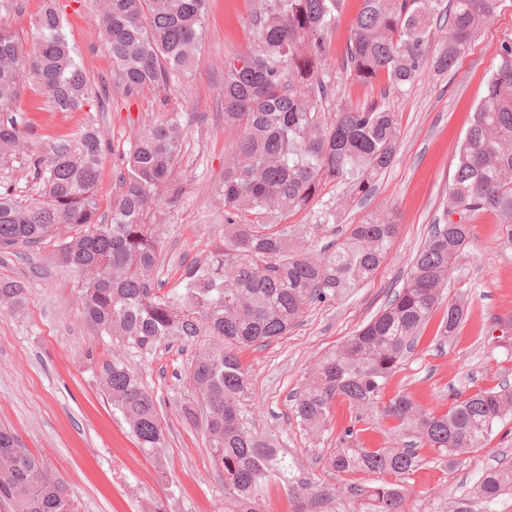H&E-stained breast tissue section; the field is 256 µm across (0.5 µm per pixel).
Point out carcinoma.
<instances>
[{
  "label": "carcinoma",
  "mask_w": 512,
  "mask_h": 512,
  "mask_svg": "<svg viewBox=\"0 0 512 512\" xmlns=\"http://www.w3.org/2000/svg\"><path fill=\"white\" fill-rule=\"evenodd\" d=\"M209 0H106L99 24L112 55L115 81L126 93L166 88L197 63ZM256 45L224 60V125L239 136L224 163V232L220 243L185 272L181 289L157 282L162 224L154 209L182 152L181 114L149 125L128 153L122 190L103 200L98 164L106 147L100 126L33 154L26 167L38 196L0 190V254L17 255L63 236L61 258L74 274L85 322L112 340V361L100 387L138 439L141 452L164 474L165 436L156 400L128 354L145 357L165 344L207 342L190 366L185 420L203 426L213 467L222 480L220 512H262L261 493L281 482L297 512H331V490L295 475L278 438L255 423V398L241 353L284 336L304 309L335 302L369 281L386 259L396 225L368 217L337 229L341 240L323 252L314 242L336 213L314 224L276 228L242 221L307 208L332 181L365 199L392 163L400 140L394 113L376 101L323 111L332 93L325 65L331 33L346 0H256ZM497 0H362L344 50L346 73L362 84L384 80L402 91L426 70L444 74L466 52L495 12ZM448 37L431 52L433 26ZM33 70L56 112H77L95 87L64 33L61 9L50 5L36 22ZM499 62L455 154L448 186V219L434 224L402 287L354 336L312 366L293 396L297 417L312 433L323 428L333 401L379 405L386 380L414 349L432 315L443 309L439 332L455 334L467 319L461 300H445L455 262L468 246L474 211L500 217L502 249L512 251V40ZM26 60L16 36L0 28V165L22 146L25 131L9 111L21 92ZM24 285L0 279V312L17 310ZM383 416L417 432L421 446L451 457L485 446L496 424L512 419V386L503 383L452 403L444 414L418 408L406 394L382 405ZM411 448H339L328 467L343 474L395 477L376 486L351 483L352 499L369 512H406L399 482L420 468ZM512 488V464L487 469L475 495L494 500ZM0 503L9 512H76L66 483L0 428Z\"/></svg>",
  "instance_id": "obj_1"
}]
</instances>
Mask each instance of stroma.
<instances>
[{
  "instance_id": "1",
  "label": "stroma",
  "mask_w": 512,
  "mask_h": 512,
  "mask_svg": "<svg viewBox=\"0 0 512 512\" xmlns=\"http://www.w3.org/2000/svg\"><path fill=\"white\" fill-rule=\"evenodd\" d=\"M48 3L0 0V25L18 34L23 55L33 52L35 21ZM58 3L69 43L104 94L89 112H55L38 93L34 76L26 75L14 105L26 131L25 146L22 156L0 168V183L32 194L25 155L76 134L93 117L108 142L99 164V188L104 197H112L124 155L144 129L162 113H182L187 135L159 203L165 228L158 278L165 288L183 287L187 267L204 260L219 242L224 157L238 136L236 129L224 124V61L251 50L255 4L210 0L194 69L169 88L129 94L112 80V59L99 31L95 0ZM359 7L360 0H347L332 37L327 69L336 91L331 102L361 107L385 99L400 129L395 157L365 203L349 200L345 184L330 182L308 208L284 214L278 224L314 223L326 204L337 205L341 224H358L368 215L382 214L397 226L392 248L370 281L341 300L309 306L287 335L242 354L261 399L258 429L281 437L288 459L302 475L336 488L335 512L352 510L343 492L346 484L382 481L378 474H338L326 467L351 421L360 426L348 441L355 448H394L407 441L408 433L380 409L358 411L338 399L316 436L296 417L291 396L303 387L317 356L353 336L401 287L432 224L443 221L456 149L499 61L500 43L512 39V0H498L492 19L447 73L424 72L413 87L386 95L381 84L347 79L341 68ZM467 222L470 247L457 260L445 294L467 301L468 318L454 336L443 338L436 334L439 317H432L415 350L388 380L381 402L404 392L421 408L440 414L455 394L469 395L512 380V332L499 328L512 320V253L501 249L497 215L475 212ZM0 278L21 281L27 289L20 310L0 313V425L9 427L24 447L67 481L76 512H143L144 505L153 502L160 503L163 512H210L222 483L201 428L185 422L179 411L180 401L191 390L188 373L195 347L164 345L149 358L135 361L160 410L167 448V478L161 481L99 386L102 367L112 358V342L87 327L74 277L54 242L0 258ZM419 454L422 466L403 483L407 512H449L459 501L467 503L470 512H512L511 490L488 503L472 495L485 469L512 462L508 427H497L484 448L457 457H442L429 448Z\"/></svg>"
}]
</instances>
